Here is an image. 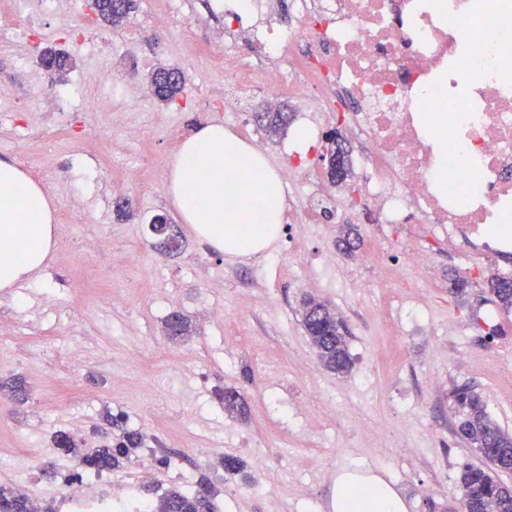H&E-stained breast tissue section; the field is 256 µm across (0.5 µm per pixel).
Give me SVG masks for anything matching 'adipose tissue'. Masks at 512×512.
I'll list each match as a JSON object with an SVG mask.
<instances>
[{"label":"adipose tissue","mask_w":512,"mask_h":512,"mask_svg":"<svg viewBox=\"0 0 512 512\" xmlns=\"http://www.w3.org/2000/svg\"><path fill=\"white\" fill-rule=\"evenodd\" d=\"M183 223L217 251L267 249L287 211L279 174L241 137L209 123L182 142L164 184ZM54 202L15 162L0 159V288L40 271L53 244ZM336 512H406L380 477L347 472L336 480Z\"/></svg>","instance_id":"1"}]
</instances>
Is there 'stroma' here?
I'll use <instances>...</instances> for the list:
<instances>
[{"label":"stroma","instance_id":"35a3bbf8","mask_svg":"<svg viewBox=\"0 0 512 512\" xmlns=\"http://www.w3.org/2000/svg\"><path fill=\"white\" fill-rule=\"evenodd\" d=\"M211 0H193L188 15L138 35L112 28L86 0H0L10 26L26 38L0 40V138L10 139L19 163L54 199L53 251L39 277L0 291V317L12 321L0 337V485L40 496L43 512H64L61 479L28 475L17 459L39 453L55 461L51 437L83 427L80 447H98L110 431L104 411L124 414L142 430L145 448L104 473L115 504L130 496L156 502L184 477L214 482L219 512H332L337 472L374 471L392 484L407 512H460L459 479L481 457L456 432L450 393L467 384L491 419L512 433V311L500 308L488 283L512 276V252L495 268L463 271L472 249L428 243L436 280L415 284L409 265H359L372 251L370 222L322 218L294 235L280 234L268 254L217 252L197 239L167 197L164 180L184 138L224 120V74L208 55L184 62L188 48L213 46L223 17ZM127 43L122 55L116 42ZM66 52L71 65L47 75L45 48ZM186 75L175 100L148 88L152 67ZM112 73L104 83L101 70ZM135 96L157 133L145 143L149 167H124L125 143L100 112L119 114ZM287 131L255 141L270 166L306 162L322 168L327 142L316 138L303 156L281 155ZM178 224L180 254L152 247L155 214ZM357 232V252L336 241ZM334 263H327V256ZM467 285L456 292L452 278ZM329 302L346 323L353 367L336 374L319 362L301 322V301ZM219 308L222 322L207 316ZM182 313L190 331L163 332ZM497 337H490V330ZM236 388L245 416L231 415L216 393ZM239 456L241 476L225 478L224 455ZM168 457L147 482L145 458Z\"/></svg>","mask_w":512,"mask_h":512}]
</instances>
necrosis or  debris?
Segmentation results:
<instances>
[{"mask_svg":"<svg viewBox=\"0 0 512 512\" xmlns=\"http://www.w3.org/2000/svg\"><path fill=\"white\" fill-rule=\"evenodd\" d=\"M257 21L225 24L210 56L224 72V121L244 127L253 96L301 86L310 129L342 117L357 178L341 197L319 171L283 167L296 187L288 221L334 208L372 211L380 225H425L453 244L467 233L480 254L512 251V0H294L297 23L276 24L274 0H249ZM253 45L251 55L239 52ZM447 108L443 134L431 115ZM66 512H112L91 475H65Z\"/></svg>","mask_w":512,"mask_h":512,"instance_id":"1","label":"necrosis or debris"}]
</instances>
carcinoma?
Here are the masks:
<instances>
[{
    "label": "carcinoma",
    "instance_id": "carcinoma-1",
    "mask_svg": "<svg viewBox=\"0 0 512 512\" xmlns=\"http://www.w3.org/2000/svg\"><path fill=\"white\" fill-rule=\"evenodd\" d=\"M134 0H95V9L102 19L119 26L133 9ZM46 72L54 75L67 70L70 58L62 53L43 51ZM151 83L162 84L160 101L169 102L176 98L185 87L184 74L175 68H161L151 76ZM266 128L277 133L288 124V113L267 112ZM493 294L498 305L512 310V278L497 277L494 280ZM302 326L310 344L315 349L321 364L338 374L347 373L353 366L346 341V327L326 302L308 297L302 300ZM188 320L181 314L169 315L165 329L172 337L187 333ZM218 398L229 414H244L243 403L232 396V391L222 390ZM451 401L459 418L457 433L472 448L488 445L493 455L478 466H468L460 476V489L463 492L477 490L472 497V512H512V495L503 488L499 474L512 471V434L502 431L489 417L484 404L473 389L465 384L456 387L451 393ZM104 420L112 427V438L103 445L82 453L74 438L61 432L55 435L53 444L58 455L72 461V467L86 472L101 473L112 470L129 459L132 452L144 447L142 432L128 426L122 414L105 413ZM0 495L4 497L8 512H30L31 498L19 488L0 485ZM152 512H215L213 489L200 479L186 488L178 485L161 497Z\"/></svg>",
    "mask_w": 512,
    "mask_h": 512
}]
</instances>
